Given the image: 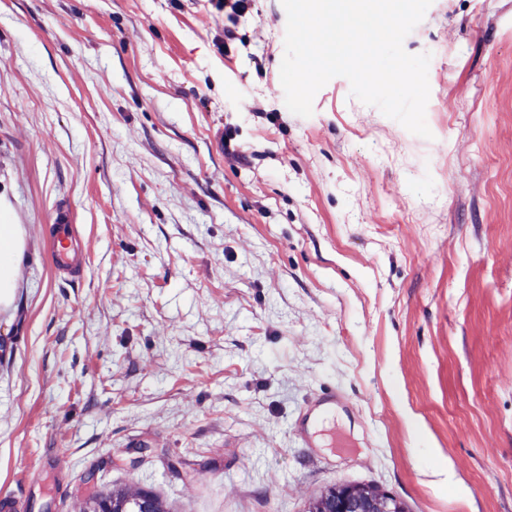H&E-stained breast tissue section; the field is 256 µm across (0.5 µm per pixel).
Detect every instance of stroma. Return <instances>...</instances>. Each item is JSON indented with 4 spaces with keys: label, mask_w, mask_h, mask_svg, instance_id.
<instances>
[{
    "label": "stroma",
    "mask_w": 512,
    "mask_h": 512,
    "mask_svg": "<svg viewBox=\"0 0 512 512\" xmlns=\"http://www.w3.org/2000/svg\"><path fill=\"white\" fill-rule=\"evenodd\" d=\"M285 29L281 0H0L12 512H304L340 483L512 512V0H432L405 38L428 139L341 76L291 113ZM27 238L25 225L15 223L0 203V309H9L16 299ZM71 222V215L66 210L58 212L54 219L56 236L54 259L61 273L71 277H79L81 268L72 256L74 251L75 224ZM97 512H157L153 506V500L146 495V492L138 491L128 493L124 497L116 499L113 497L112 504L107 502L103 508H98Z\"/></svg>",
    "instance_id": "obj_1"
}]
</instances>
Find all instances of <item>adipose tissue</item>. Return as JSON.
Returning a JSON list of instances; mask_svg holds the SVG:
<instances>
[{
    "label": "adipose tissue",
    "instance_id": "adipose-tissue-1",
    "mask_svg": "<svg viewBox=\"0 0 512 512\" xmlns=\"http://www.w3.org/2000/svg\"><path fill=\"white\" fill-rule=\"evenodd\" d=\"M27 238L25 225L0 205V309H9L16 299Z\"/></svg>",
    "mask_w": 512,
    "mask_h": 512
}]
</instances>
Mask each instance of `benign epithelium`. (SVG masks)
I'll use <instances>...</instances> for the list:
<instances>
[{
    "mask_svg": "<svg viewBox=\"0 0 512 512\" xmlns=\"http://www.w3.org/2000/svg\"><path fill=\"white\" fill-rule=\"evenodd\" d=\"M97 512H157L143 491L106 503ZM307 512H406L395 496L374 486L339 484L315 498Z\"/></svg>",
    "mask_w": 512,
    "mask_h": 512,
    "instance_id": "7a95c632",
    "label": "benign epithelium"
}]
</instances>
